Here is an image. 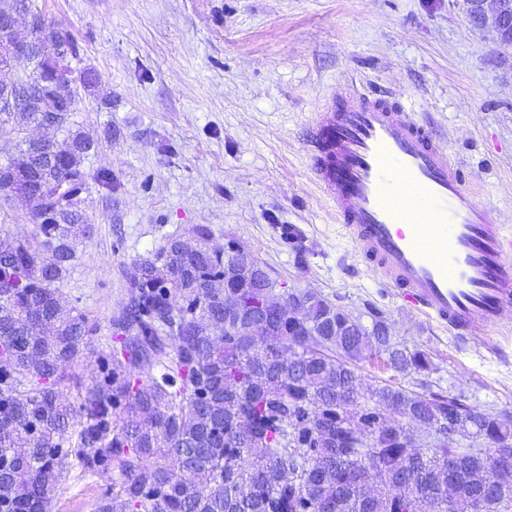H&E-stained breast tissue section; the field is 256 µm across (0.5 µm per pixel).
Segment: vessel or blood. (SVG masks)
<instances>
[{
	"instance_id": "vessel-or-blood-1",
	"label": "vessel or blood",
	"mask_w": 512,
	"mask_h": 512,
	"mask_svg": "<svg viewBox=\"0 0 512 512\" xmlns=\"http://www.w3.org/2000/svg\"><path fill=\"white\" fill-rule=\"evenodd\" d=\"M313 172L363 262L461 343L512 307V226L430 131L385 99L337 93L310 131Z\"/></svg>"
}]
</instances>
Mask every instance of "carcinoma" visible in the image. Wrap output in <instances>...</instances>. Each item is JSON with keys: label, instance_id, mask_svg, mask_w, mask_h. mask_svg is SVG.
Returning a JSON list of instances; mask_svg holds the SVG:
<instances>
[{"label": "carcinoma", "instance_id": "1", "mask_svg": "<svg viewBox=\"0 0 512 512\" xmlns=\"http://www.w3.org/2000/svg\"><path fill=\"white\" fill-rule=\"evenodd\" d=\"M24 2L39 22L29 29L36 40L44 18L35 0H0V16ZM20 39L0 25V92L26 82L9 77L6 46ZM56 45L29 59L44 76L36 107L0 108V125L21 134L0 161V191L26 196L37 224L28 241L0 240V355L9 357L0 366V455L18 472L0 478V512H44L71 453L80 477L112 471L97 512H419L421 495L439 512H512V486L486 492L489 462L512 441L509 415L434 391L427 355L392 342L377 317L367 327L313 293L292 325L269 312L259 285L268 273L242 274L208 246L203 224L169 239L127 282L112 353L90 383L64 371L96 327L56 300L55 284L76 240L94 232L80 208L88 179L110 189L113 178L86 172L98 143L69 117L74 85L94 88L98 77L71 67L73 39L58 34ZM59 70L73 79L58 82ZM40 118L63 132L51 150L26 135ZM381 355L415 388L365 386L359 363ZM66 384L76 388L68 404ZM450 422L476 447L462 451L451 437L412 447L399 433L446 432ZM170 456L177 467L162 463ZM450 482L459 491L448 493ZM198 485L205 496L194 495Z\"/></svg>", "mask_w": 512, "mask_h": 512}]
</instances>
